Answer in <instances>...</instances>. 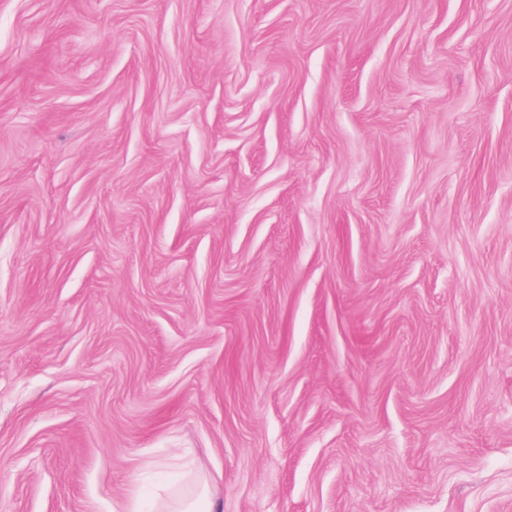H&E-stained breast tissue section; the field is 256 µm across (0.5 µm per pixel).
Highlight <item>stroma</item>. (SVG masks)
Instances as JSON below:
<instances>
[{
  "instance_id": "1",
  "label": "stroma",
  "mask_w": 512,
  "mask_h": 512,
  "mask_svg": "<svg viewBox=\"0 0 512 512\" xmlns=\"http://www.w3.org/2000/svg\"><path fill=\"white\" fill-rule=\"evenodd\" d=\"M512 512V0H0V512ZM211 480L201 472L189 474L187 480L156 500V512H221V502L213 495Z\"/></svg>"
}]
</instances>
